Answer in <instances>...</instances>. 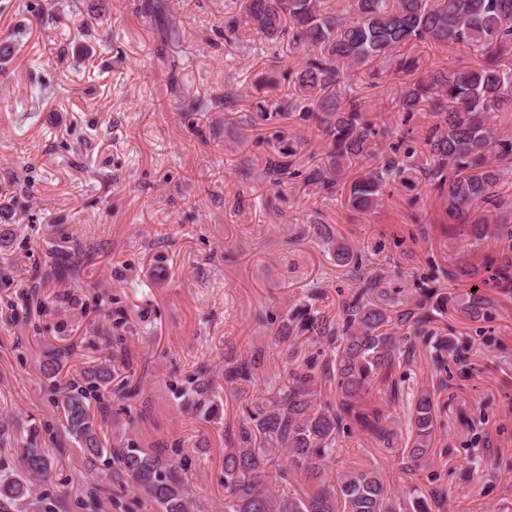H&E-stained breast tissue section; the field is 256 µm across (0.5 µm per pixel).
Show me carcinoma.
<instances>
[{
	"mask_svg": "<svg viewBox=\"0 0 512 512\" xmlns=\"http://www.w3.org/2000/svg\"><path fill=\"white\" fill-rule=\"evenodd\" d=\"M224 12V39L239 40L241 30H254L275 42L286 35L307 56L293 78L295 93L260 107L259 117H299L326 139V160L310 169L306 181L327 194L341 184L353 162L367 164L348 186L347 205L359 212L378 208L393 184L433 187L448 220L468 227V236L512 241V216L505 215L495 193L512 170V0H235ZM435 46L479 45L484 58L473 66L438 68L417 74L419 60L401 52L416 43ZM373 62L388 64L409 78L397 103L402 125L424 117L421 130L397 135L389 150L381 140L392 131L365 116L361 98H343L336 87L348 84L354 71ZM288 164L267 161L272 186L288 178ZM341 267L360 262L345 243L334 247ZM490 280L502 295H512V249L489 264ZM341 321L333 324L305 304L288 315V335H345L333 361L307 359L288 370V386L275 405L257 419V430L275 443L288 464L303 472L314 489L285 493L263 485V449L246 447L252 434L241 431L239 448L224 449V512H396L381 476L372 469L352 468L333 484L326 461L345 426L354 422L382 448L393 447L396 431L389 415L370 405V392L388 387L389 401L400 391L394 367L410 358L407 335L382 332L385 326L415 333L447 310L436 297L429 311L397 291L385 288L379 274H361ZM92 383L107 387L112 371L105 363L88 372ZM336 388V405L317 401L318 384ZM61 409L66 432L88 456L109 455L112 473L125 477L154 502L160 512H190L186 483L162 459L140 448H107L88 398L79 386L63 390ZM415 433L408 455L417 464L430 451L434 401L422 393L411 414ZM33 427L24 440L20 469L0 466V502L16 512L42 502L36 481H45L55 459L41 447Z\"/></svg>",
	"mask_w": 512,
	"mask_h": 512,
	"instance_id": "carcinoma-1",
	"label": "carcinoma"
}]
</instances>
